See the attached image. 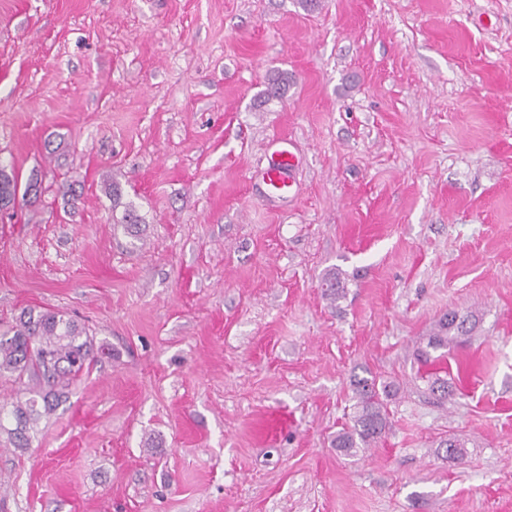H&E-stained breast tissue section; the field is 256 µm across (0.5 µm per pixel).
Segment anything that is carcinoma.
<instances>
[{"mask_svg":"<svg viewBox=\"0 0 512 512\" xmlns=\"http://www.w3.org/2000/svg\"><path fill=\"white\" fill-rule=\"evenodd\" d=\"M288 89V76L277 73L268 79L266 95L281 98ZM43 193L32 179L20 187L19 175L0 165V203L26 204ZM143 223L133 205L126 206L121 228L128 234ZM478 326L472 311L451 310L436 325L428 346L451 348L463 337H471ZM99 350L85 330L65 315L29 307L21 311L15 325L0 334V377L21 385L10 405H1L0 432L7 434L17 449L30 447L31 431L43 417L51 415L69 386L97 361ZM355 412L352 425L336 435V448L347 454L369 447L388 426L384 399L389 386L376 378L354 380Z\"/></svg>","mask_w":512,"mask_h":512,"instance_id":"cac0c4a2","label":"carcinoma"}]
</instances>
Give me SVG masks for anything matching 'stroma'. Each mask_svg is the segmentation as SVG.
Returning a JSON list of instances; mask_svg holds the SVG:
<instances>
[{
    "instance_id": "obj_1",
    "label": "stroma",
    "mask_w": 512,
    "mask_h": 512,
    "mask_svg": "<svg viewBox=\"0 0 512 512\" xmlns=\"http://www.w3.org/2000/svg\"><path fill=\"white\" fill-rule=\"evenodd\" d=\"M0 163L47 187L0 210V329L103 349L0 433V512H512V0H0ZM371 376L389 426L342 455ZM277 143L278 149L272 153L263 173L267 194L274 198L288 194L292 186L293 171L298 163L296 155L289 149L287 139H279ZM458 318V322L456 319ZM478 326L475 312L448 311L436 325L432 336H429L428 346L434 350L450 349L459 342L462 337H471Z\"/></svg>"
}]
</instances>
